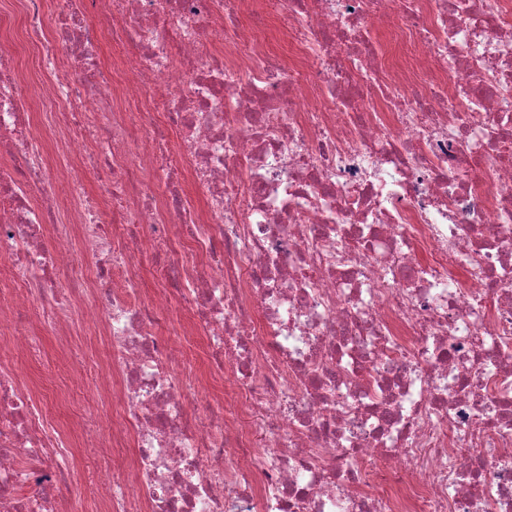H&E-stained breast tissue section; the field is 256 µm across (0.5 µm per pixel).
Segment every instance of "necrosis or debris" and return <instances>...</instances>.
Returning a JSON list of instances; mask_svg holds the SVG:
<instances>
[{
	"mask_svg": "<svg viewBox=\"0 0 512 512\" xmlns=\"http://www.w3.org/2000/svg\"><path fill=\"white\" fill-rule=\"evenodd\" d=\"M42 5L37 97L0 55V343L40 357L13 317L45 295L63 353L74 320L106 335L82 395L112 430L78 443L114 460L104 512H512V0H56L54 44ZM181 308L208 376L178 374ZM72 446L1 364L0 512H76Z\"/></svg>",
	"mask_w": 512,
	"mask_h": 512,
	"instance_id": "4bbe7bcc",
	"label": "necrosis or debris"
}]
</instances>
